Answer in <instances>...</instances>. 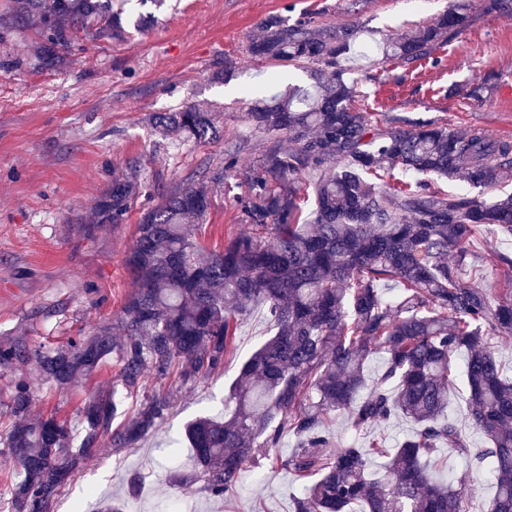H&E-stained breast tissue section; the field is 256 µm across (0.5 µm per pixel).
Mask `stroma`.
<instances>
[{
  "label": "stroma",
  "instance_id": "1",
  "mask_svg": "<svg viewBox=\"0 0 512 512\" xmlns=\"http://www.w3.org/2000/svg\"><path fill=\"white\" fill-rule=\"evenodd\" d=\"M471 22L430 59L405 66L383 59L388 37L431 24L450 0H123L122 36L87 38L63 50L59 65L43 64L36 26L0 24V343L23 341L56 346L111 324L134 289L124 265L144 209L162 194L223 168L224 151L248 137L238 155L249 166L264 140L250 136L244 114L255 100L310 83L306 68L253 57L249 44L270 15L288 23L309 22L324 30L359 29L345 62L355 83L356 105L378 128L397 116L432 120L448 129L476 128L512 139V18L485 12L483 0H465ZM487 82L482 102L468 92ZM215 111L224 130L208 142H161L149 130L157 112L188 104ZM137 165L144 188L125 223L104 226L85 238L80 225L93 221L95 203L115 174ZM234 184L218 188L199 241L222 250L247 232ZM473 261L481 287L500 294L501 270L486 263L488 252L512 254V235L476 239ZM271 334L263 308L241 322L224 365L193 385L148 378L142 389H125L120 366L108 359L89 381L57 388L30 367L0 366V437L11 424V383L26 376L35 416L57 414L80 431L82 409L92 392L116 391V423L131 418L146 394L163 391L172 406L157 431L133 448L103 443L61 489L51 512H73L87 494L123 498L127 512H291L302 492L293 473L263 459L250 466L237 492L213 497L204 481L171 485L174 475L193 471L185 425L224 412V399L242 363ZM399 418L369 431H355L347 416L332 415L328 431L341 442L386 445L410 433ZM138 477V490L128 480Z\"/></svg>",
  "mask_w": 512,
  "mask_h": 512
}]
</instances>
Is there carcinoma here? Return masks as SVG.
I'll use <instances>...</instances> for the list:
<instances>
[{"label": "carcinoma", "instance_id": "cac0c4a2", "mask_svg": "<svg viewBox=\"0 0 512 512\" xmlns=\"http://www.w3.org/2000/svg\"><path fill=\"white\" fill-rule=\"evenodd\" d=\"M19 9L38 23L47 65L82 32H120L118 10L99 0H22ZM468 25L466 6L454 3L432 24L386 40L385 58L406 65L427 59ZM261 29L251 53L315 65L316 92L254 104L246 121L266 145L252 165L239 169L233 156L210 180H193L142 214L124 259L136 289L112 326L56 347L0 343V365H29L65 388L93 378L115 357L130 391L150 374L196 384L223 366L238 325L263 306L274 333L243 364L224 418L197 417L185 428L213 496L232 494L249 465L270 457L304 483L293 512H469L475 488L467 477H437L448 450L488 462L495 492L483 512H512V377L490 346L492 338L512 335V289L495 297L476 276H464L478 236L490 229L512 235V193L488 203L430 182L388 184L400 169L493 187L512 172V140L400 118L381 130L353 106L355 84L344 80L354 28L325 32L272 15ZM150 129L175 142L219 132L216 116L194 106L153 117ZM235 168L251 232L208 252L196 231ZM140 188L132 172L112 178L97 199L96 223L79 225L83 236L124 223ZM308 195L313 218L302 224ZM389 281L403 289L394 299L381 293ZM377 353L384 354L383 371L371 378L367 366ZM458 375L468 419L484 437L481 448L471 447L448 414ZM11 388L13 422L3 442L17 474L10 512H50L61 487L104 441L133 447L171 407L170 395L155 391L115 427L117 400L95 392L76 443L55 415L30 421L34 397L26 377ZM335 412L358 431L400 417L414 428L393 450L335 443L327 432ZM289 435L294 448L282 459L276 448Z\"/></svg>", "mask_w": 512, "mask_h": 512}]
</instances>
